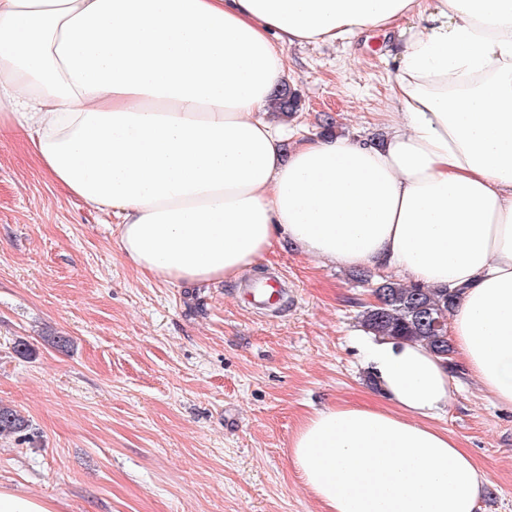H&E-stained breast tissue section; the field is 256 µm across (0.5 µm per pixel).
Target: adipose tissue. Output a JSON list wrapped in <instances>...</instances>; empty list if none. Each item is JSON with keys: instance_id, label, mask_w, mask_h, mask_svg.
I'll return each mask as SVG.
<instances>
[{"instance_id": "1", "label": "adipose tissue", "mask_w": 512, "mask_h": 512, "mask_svg": "<svg viewBox=\"0 0 512 512\" xmlns=\"http://www.w3.org/2000/svg\"><path fill=\"white\" fill-rule=\"evenodd\" d=\"M410 17L383 142L286 147L263 114L288 47ZM18 131L164 281L237 278L285 239L460 290L455 346L512 407V0H0V135ZM358 348L393 407L309 415L289 443L303 484L324 512H476L486 477L429 423L442 359Z\"/></svg>"}]
</instances>
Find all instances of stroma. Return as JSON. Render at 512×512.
<instances>
[{
	"instance_id": "35a3bbf8",
	"label": "stroma",
	"mask_w": 512,
	"mask_h": 512,
	"mask_svg": "<svg viewBox=\"0 0 512 512\" xmlns=\"http://www.w3.org/2000/svg\"><path fill=\"white\" fill-rule=\"evenodd\" d=\"M397 33L288 50L290 140L383 139ZM282 306L249 305L259 274ZM370 283L276 243L238 279L170 284L124 257L108 211L62 187L24 134L0 139V489L56 512H323L289 458L301 422L333 404L388 407L357 338ZM59 333L67 349L48 346ZM25 341L30 353L17 355ZM432 419L488 481L478 512H512V408L453 355ZM28 426L27 420L15 408L0 404V435L17 434Z\"/></svg>"
}]
</instances>
